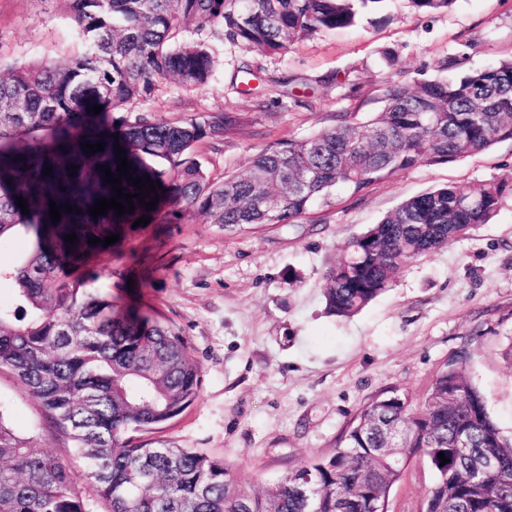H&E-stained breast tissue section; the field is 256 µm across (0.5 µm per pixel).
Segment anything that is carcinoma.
I'll list each match as a JSON object with an SVG mask.
<instances>
[{
	"label": "carcinoma",
	"mask_w": 512,
	"mask_h": 512,
	"mask_svg": "<svg viewBox=\"0 0 512 512\" xmlns=\"http://www.w3.org/2000/svg\"><path fill=\"white\" fill-rule=\"evenodd\" d=\"M82 51L10 67L0 78V237L24 231L35 242L9 271L12 302L0 304V368H8L66 431L98 484L108 512H375L388 508L404 476L403 459L424 457L437 474L426 498L434 512H512V438L489 416L464 356L449 361L427 400L415 407L391 392L368 403L343 445L302 462L260 493L238 484L221 459L132 437L158 429L198 397L201 370L174 326L140 309L119 307L89 288L88 259L112 251L100 239L118 224L153 211L89 215L114 191L104 167L118 173L115 145L134 170L164 182L171 201L228 228L298 224L339 190L357 194L419 164L436 165L512 140V59L408 90H387L380 111L257 152L250 166L222 181L192 154L197 142L231 132L237 120L159 122L146 113L120 120V134L88 111L144 102L172 77L186 89L208 84L215 44L283 54L321 30L347 28L358 9L382 0H65ZM420 12L455 0H410ZM192 30V37L182 33ZM104 150L84 154L86 143ZM143 156L168 165L146 170ZM76 176H70L71 166ZM53 167L46 176L42 170ZM507 178L479 186L449 184L408 198L353 236L344 258L326 272V308L351 317L390 288L401 270L470 229L489 223ZM28 203L24 214L15 202ZM70 204L52 223L49 201ZM75 233L70 244L66 235ZM400 440L391 444L388 432ZM469 447L459 448V437ZM449 459L441 464L438 453ZM482 471L480 483H473ZM73 475L39 451L0 414V512H86Z\"/></svg>",
	"instance_id": "cac0c4a2"
}]
</instances>
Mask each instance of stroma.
Segmentation results:
<instances>
[{
    "instance_id": "1",
    "label": "stroma",
    "mask_w": 512,
    "mask_h": 512,
    "mask_svg": "<svg viewBox=\"0 0 512 512\" xmlns=\"http://www.w3.org/2000/svg\"><path fill=\"white\" fill-rule=\"evenodd\" d=\"M80 41L63 0H0V60L27 64ZM512 57V0H455L417 12L410 0L361 10L353 27L318 31L285 54L224 43L208 85L162 80L143 109L157 121L229 114L235 133L206 138L194 156L216 180L261 149L334 127L343 112L379 111L390 87L447 79ZM253 77L243 81L242 68ZM512 177V141L439 165H417L358 194L338 191L299 224L224 228L194 210L125 227L126 259L93 290L135 300L172 322L201 368L197 399L144 433L224 460L258 491L299 462L330 455L359 411L387 391L421 403L437 372L467 356L472 383L512 437V191L491 223L405 266L392 287L350 318L326 310L324 273L346 242L402 200L453 182ZM0 410L32 446L61 458L87 512H107L70 438L13 372L0 369ZM435 473L409 459L389 512H420Z\"/></svg>"
}]
</instances>
